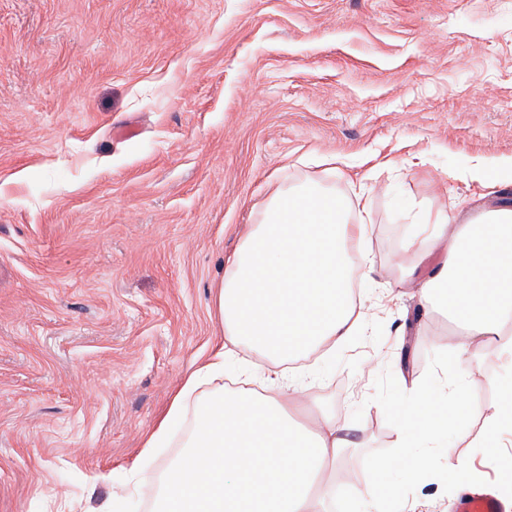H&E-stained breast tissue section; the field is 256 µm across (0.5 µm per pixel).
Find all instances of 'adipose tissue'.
<instances>
[{
  "label": "adipose tissue",
  "instance_id": "obj_1",
  "mask_svg": "<svg viewBox=\"0 0 512 512\" xmlns=\"http://www.w3.org/2000/svg\"><path fill=\"white\" fill-rule=\"evenodd\" d=\"M408 218L436 228L419 238L418 253L441 255L421 295L447 306L464 334L443 377L416 388L414 402L401 403L395 443L401 457L418 437L457 428L469 399L461 371L470 357L492 345L512 355V207L465 224L441 212ZM368 221L365 205L314 185L279 190L268 199L214 296L226 341L187 374L144 450L159 447L188 399L223 376L226 359H238L251 373L254 357L285 364L335 348L360 327L351 256L365 244ZM276 380L282 387L276 395L245 385L210 394L192 420L185 453L161 476L160 512H317L328 495L323 475L349 441L332 417L310 427L298 424L292 415L298 387L284 371ZM497 392L480 446L512 464V452L498 440L512 427V377L500 380ZM435 395L447 399V415L432 410Z\"/></svg>",
  "mask_w": 512,
  "mask_h": 512
}]
</instances>
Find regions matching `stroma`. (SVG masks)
<instances>
[{
  "instance_id": "stroma-1",
  "label": "stroma",
  "mask_w": 512,
  "mask_h": 512,
  "mask_svg": "<svg viewBox=\"0 0 512 512\" xmlns=\"http://www.w3.org/2000/svg\"><path fill=\"white\" fill-rule=\"evenodd\" d=\"M132 128L121 138L120 128ZM487 183L469 178L474 163ZM512 0H0V512H154L142 454L197 359L224 341L217 286L276 189H367L364 328L293 362L297 406L351 440L336 512H377L371 463L414 512L512 498L475 445L512 361L469 359V420L401 483L397 396L461 329L418 285L416 205L464 223L512 205ZM140 477H133L132 467Z\"/></svg>"
}]
</instances>
